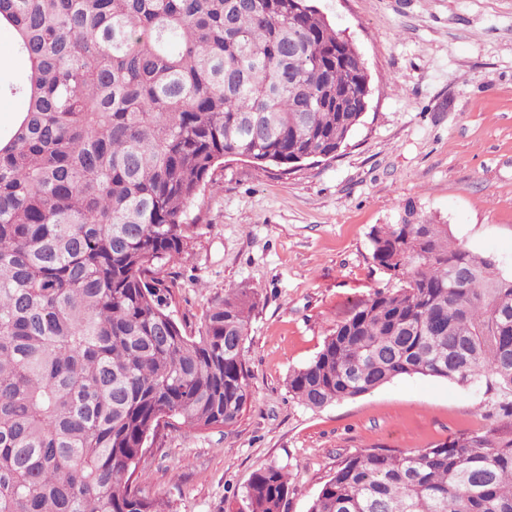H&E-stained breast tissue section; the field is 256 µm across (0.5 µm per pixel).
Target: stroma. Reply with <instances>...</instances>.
<instances>
[{
	"mask_svg": "<svg viewBox=\"0 0 512 512\" xmlns=\"http://www.w3.org/2000/svg\"><path fill=\"white\" fill-rule=\"evenodd\" d=\"M371 75L362 125L335 158L290 174L226 158L188 209L182 258L165 270L171 309L197 332L212 304L255 289L244 356L251 397L231 426L163 429L138 466L167 512H248L251 475L289 473L284 512H308L345 458L426 448L504 425L503 394L405 376L319 410L288 376L374 289L397 282L370 232L407 205L512 273V0H312Z\"/></svg>",
	"mask_w": 512,
	"mask_h": 512,
	"instance_id": "stroma-1",
	"label": "stroma"
}]
</instances>
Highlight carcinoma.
<instances>
[{
    "mask_svg": "<svg viewBox=\"0 0 512 512\" xmlns=\"http://www.w3.org/2000/svg\"><path fill=\"white\" fill-rule=\"evenodd\" d=\"M26 108L0 136V512H166L135 473L160 428L230 426L251 398L255 293L192 335L160 277L228 157L333 158L371 76L311 0H0ZM376 289L288 376L310 409L423 375L512 394V275L405 209L371 232ZM257 470L249 512H283ZM309 512H512V429L343 460Z\"/></svg>",
    "mask_w": 512,
    "mask_h": 512,
    "instance_id": "1",
    "label": "carcinoma"
}]
</instances>
